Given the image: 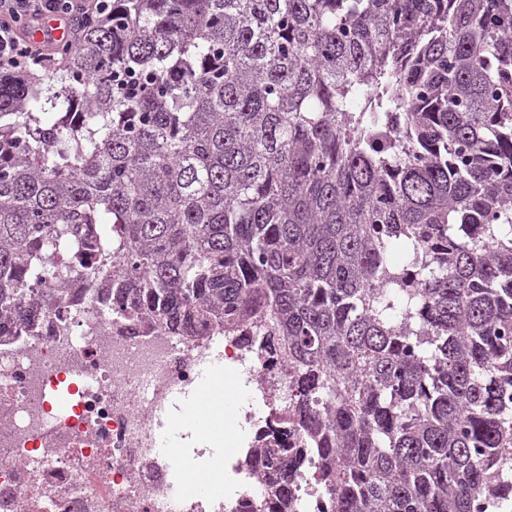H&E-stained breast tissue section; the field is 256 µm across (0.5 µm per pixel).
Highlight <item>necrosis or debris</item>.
<instances>
[{"mask_svg":"<svg viewBox=\"0 0 512 512\" xmlns=\"http://www.w3.org/2000/svg\"><path fill=\"white\" fill-rule=\"evenodd\" d=\"M71 301L68 315L0 336V512H251L273 475L268 448L290 454L301 475L289 512H335L314 481L318 459L288 368L252 343L255 323L179 336L148 316L120 317L103 290H78ZM212 359L243 381L242 420L254 437L216 456L197 449L209 459L202 492L173 480L154 409L197 393L200 365ZM62 389L71 398L64 412L54 405ZM247 461L259 480L244 476Z\"/></svg>","mask_w":512,"mask_h":512,"instance_id":"4bbe7bcc","label":"necrosis or debris"}]
</instances>
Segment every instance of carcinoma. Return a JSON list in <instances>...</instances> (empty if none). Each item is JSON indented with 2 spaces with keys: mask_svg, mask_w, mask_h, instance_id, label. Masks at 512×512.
<instances>
[{
  "mask_svg": "<svg viewBox=\"0 0 512 512\" xmlns=\"http://www.w3.org/2000/svg\"><path fill=\"white\" fill-rule=\"evenodd\" d=\"M109 268L263 323L336 512L512 501V0H112L0 70V332Z\"/></svg>",
  "mask_w": 512,
  "mask_h": 512,
  "instance_id": "obj_1",
  "label": "carcinoma"
}]
</instances>
